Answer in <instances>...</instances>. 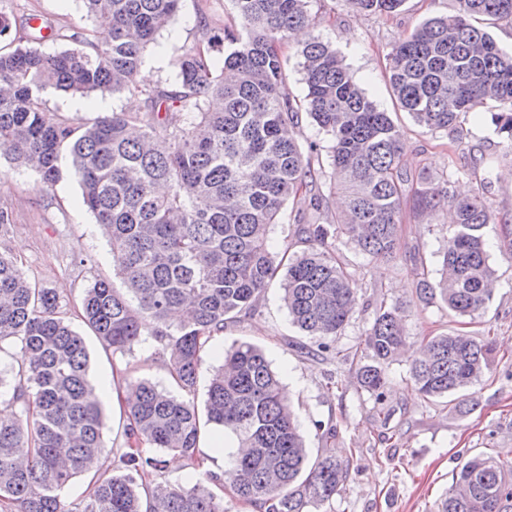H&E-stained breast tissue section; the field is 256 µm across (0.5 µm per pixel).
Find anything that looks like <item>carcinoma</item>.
<instances>
[{
    "mask_svg": "<svg viewBox=\"0 0 512 512\" xmlns=\"http://www.w3.org/2000/svg\"><path fill=\"white\" fill-rule=\"evenodd\" d=\"M108 29L99 46L77 33L75 47L47 53L44 25L25 18L35 35H12L0 11V143L14 163L33 168L45 188L68 162L82 200L112 242L123 289L98 279L83 292L80 316L112 351L150 336L155 355L182 391L194 392L201 353L227 320L256 310L282 266L269 230L283 220L288 198L305 190L311 214L321 213L320 146L288 135L300 112L329 139L332 189L345 209L323 222L294 218L306 251L288 261L282 300L292 323L314 340L315 356L331 349L355 312L356 289L336 242L346 239L369 261L396 255L409 173L403 134L358 86L335 51L314 36L301 50L303 100L282 94L286 62L280 46L311 25L312 0H234L240 24L213 31L207 47L171 61L177 81L139 88L132 80L156 34L181 0H83ZM353 9L391 14L406 0H344ZM512 25V0H457L454 12L430 18L386 54L391 92L415 122L462 140V117L492 102L496 133L512 144V53L479 26ZM224 48L220 73L210 52ZM135 93L144 111L106 112L81 124L49 112L44 95ZM453 174L422 170L412 195L415 212L451 207L456 231L442 253L437 285L418 281L422 300L439 298L460 316L480 315L495 270L482 229L492 219L479 193L458 199ZM55 289L31 281L18 259L0 248V344L20 343L12 367L11 402L21 415L0 423V509L70 512L59 492L90 471L104 449L99 393L89 379V354L66 318ZM404 311L380 300L365 332V361L355 365L358 389L380 401L388 369L404 344ZM492 339L465 333L432 336L410 367L408 383L427 401L456 395L492 364ZM128 402L127 448L119 465L97 476L83 512H229L209 485L262 512H305L343 490L348 467L324 448L313 461L287 396L265 351L233 342L209 379L206 423L245 449L220 476L187 489L157 491L146 482L161 460L146 451H173L199 466L201 420L194 402L146 380ZM437 512H512V462L476 456L465 462Z\"/></svg>",
    "mask_w": 512,
    "mask_h": 512,
    "instance_id": "cac0c4a2",
    "label": "carcinoma"
}]
</instances>
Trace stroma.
<instances>
[{
	"mask_svg": "<svg viewBox=\"0 0 512 512\" xmlns=\"http://www.w3.org/2000/svg\"><path fill=\"white\" fill-rule=\"evenodd\" d=\"M454 0H405L398 13L387 15L349 8L344 0H312V24L293 35L281 47L286 60L284 91L300 98L306 93L300 67V51L309 37H320L340 54L355 81L377 106L389 113L404 141V163L410 172L453 173V192L461 197L483 193L492 219L482 230L489 262L496 271L497 287L478 319L448 311L441 301L427 304L417 299L420 279L437 282L441 252L455 226L449 212L432 218L405 207L399 227L400 247L393 259L365 265L352 246L339 244L338 253L352 272L359 307L332 342L341 359L302 354L297 347L304 334L293 326L281 300L280 280H273L254 314L235 319L214 334L201 355L200 375L191 398L196 406L206 400L205 377L218 366V353L232 341L262 347L278 374L296 412L310 452L319 455L325 446L313 423L333 419L337 459L349 465V477L340 496L329 504L309 507L308 512H435L462 464L487 455L498 461L512 460V257L501 250L504 213L512 214V145L497 136L487 113L469 114L463 121V143H452L445 132H432L414 123L391 98L385 71V54L391 44L408 37L428 18L450 12ZM0 11L23 20L31 14L59 31L60 39L41 48L54 52L66 48L73 32L101 42L103 32L84 9L82 0H0ZM234 17L231 0H182L174 22L162 29L146 53L148 87L174 83L172 59L196 44L206 42L208 25H222ZM73 95L51 92L48 110L73 123L96 117V103L107 102L116 112L143 111L140 96L93 93L91 107L72 110ZM494 154L499 165L484 181L481 156ZM0 206L12 213V231L0 240L22 262L30 279L58 291L70 311L71 326L84 336L90 355L89 375L101 388L102 468L111 471L125 448L127 424L125 399L113 398L105 389L108 380L127 387L138 379L169 387L166 364L156 359L152 337L126 352L104 347L81 320L77 308L85 288L96 279H114L112 246L82 202L81 189L71 171L49 189L43 188L31 169L0 158ZM402 306L407 315L406 348L389 370L391 385L382 400L357 389L352 361L362 360L360 343L373 319L378 298ZM464 331L475 339L492 337L496 356L491 372L466 391L474 400L470 410L457 406V397L423 400L405 383L409 367L428 337ZM343 380L339 391L327 388L330 378ZM201 468L184 472L170 466L164 454L161 470L152 472V483L192 487L205 473H222L223 453L201 448Z\"/></svg>",
	"mask_w": 512,
	"mask_h": 512,
	"instance_id": "35a3bbf8",
	"label": "stroma"
}]
</instances>
